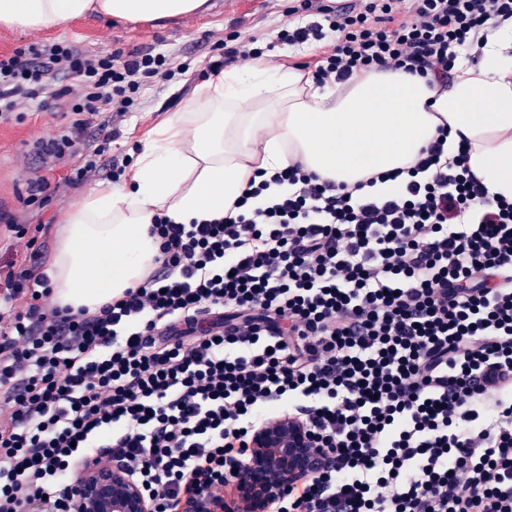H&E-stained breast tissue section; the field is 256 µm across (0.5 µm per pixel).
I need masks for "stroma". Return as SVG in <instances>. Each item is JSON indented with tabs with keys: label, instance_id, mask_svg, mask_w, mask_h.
I'll return each mask as SVG.
<instances>
[{
	"label": "stroma",
	"instance_id": "1",
	"mask_svg": "<svg viewBox=\"0 0 512 512\" xmlns=\"http://www.w3.org/2000/svg\"><path fill=\"white\" fill-rule=\"evenodd\" d=\"M291 6V0H209L208 9L168 21L123 22L90 13L50 29L0 26V52L34 41H66L89 51L109 52L120 47L128 53L150 49L165 55L175 70L170 81L160 85L145 80L135 95L132 112L122 116L102 112L90 128V145L103 147L106 155L132 160L155 129L173 113L184 111L194 91L205 83L217 41L230 36L255 40L265 50L263 62L286 69L316 63L321 44L289 46L278 39L285 26L305 25L311 20L309 12L295 13ZM70 121V114L60 109L42 112L29 108L13 114L10 121L0 122V196L9 199L10 215L17 223L43 225L38 242L46 265L51 262L70 204L109 180L101 174L64 187L60 184L62 173L57 170L48 175L50 189L30 199L28 180L40 173L42 165L38 142L63 133ZM115 128L120 135L114 139L110 133ZM128 178L123 172L109 181L117 186Z\"/></svg>",
	"mask_w": 512,
	"mask_h": 512
}]
</instances>
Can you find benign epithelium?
<instances>
[{
	"instance_id": "7a95c632",
	"label": "benign epithelium",
	"mask_w": 512,
	"mask_h": 512,
	"mask_svg": "<svg viewBox=\"0 0 512 512\" xmlns=\"http://www.w3.org/2000/svg\"><path fill=\"white\" fill-rule=\"evenodd\" d=\"M256 455L237 479L238 501L243 512H266L272 492L271 474L267 471L262 449L280 448L278 460L280 483L300 481L322 466V459L312 451L310 434L302 422L285 417L260 427L254 436ZM149 512V504L138 485L116 466L89 465L77 488L75 512Z\"/></svg>"
}]
</instances>
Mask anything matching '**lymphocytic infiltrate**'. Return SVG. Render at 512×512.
I'll use <instances>...</instances> for the list:
<instances>
[{
    "label": "lymphocytic infiltrate",
    "instance_id": "f902f5d3",
    "mask_svg": "<svg viewBox=\"0 0 512 512\" xmlns=\"http://www.w3.org/2000/svg\"><path fill=\"white\" fill-rule=\"evenodd\" d=\"M282 29L325 42L314 83L373 69L450 81L512 0H303ZM168 59L37 41L0 54V120L67 100L42 144L65 163L100 112L130 111ZM447 129L376 198L300 163L248 185L237 214L155 217L159 268L98 309L57 304L36 246L0 270V512H75L85 464L118 465L151 512L221 499L252 436L294 416L326 460L272 512H512V200H486ZM288 192L263 207L270 184Z\"/></svg>",
    "mask_w": 512,
    "mask_h": 512
}]
</instances>
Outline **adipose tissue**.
Segmentation results:
<instances>
[{
	"mask_svg": "<svg viewBox=\"0 0 512 512\" xmlns=\"http://www.w3.org/2000/svg\"><path fill=\"white\" fill-rule=\"evenodd\" d=\"M207 0H0V24L39 29L95 12L130 21L177 18ZM448 127L447 148L468 140V166L488 199H512V20L489 29L477 68L450 87L373 70L315 85L260 63L200 86L139 152L129 182L103 185L69 206L48 275L72 311L97 309L155 268V217L176 224L222 217L257 172L301 163L320 180L386 197L377 174L409 167Z\"/></svg>",
	"mask_w": 512,
	"mask_h": 512,
	"instance_id": "obj_1",
	"label": "adipose tissue"
}]
</instances>
